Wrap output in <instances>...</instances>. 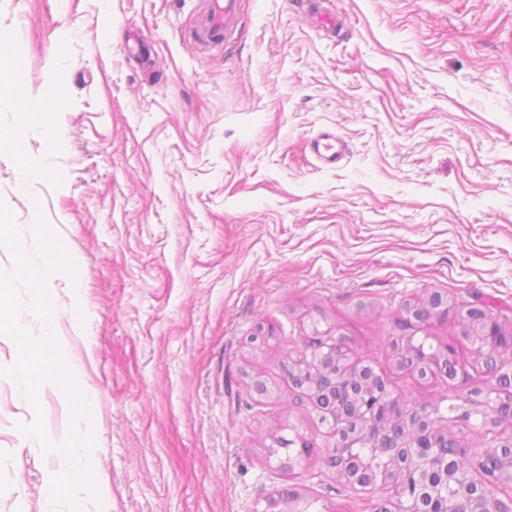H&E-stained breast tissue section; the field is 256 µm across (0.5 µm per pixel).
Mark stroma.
<instances>
[{
    "label": "stroma",
    "mask_w": 512,
    "mask_h": 512,
    "mask_svg": "<svg viewBox=\"0 0 512 512\" xmlns=\"http://www.w3.org/2000/svg\"><path fill=\"white\" fill-rule=\"evenodd\" d=\"M245 4L205 51L201 0H0L20 97L62 101L49 135L0 98V133L44 171L20 187L0 153V201L27 255L45 218L81 277L48 293L97 418L52 383L40 403L54 443L93 437L87 512H264L290 485L317 512H372L385 489L337 481L289 350L326 332L434 403L442 376L389 372L407 303L436 291L512 332V0ZM324 130L345 144L332 166L309 148ZM33 416L0 377V512H42L66 465L24 439ZM285 423L318 449L289 473L266 461Z\"/></svg>",
    "instance_id": "35a3bbf8"
}]
</instances>
